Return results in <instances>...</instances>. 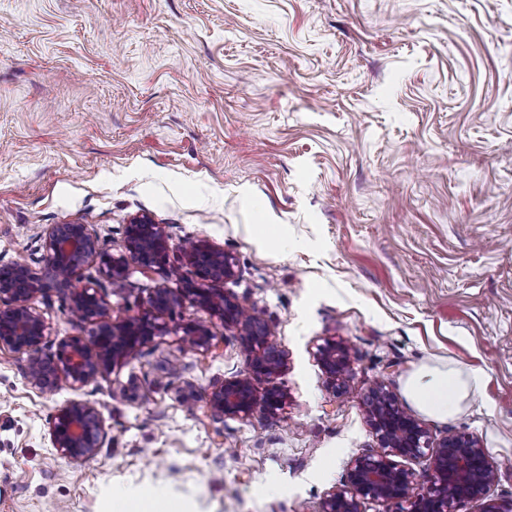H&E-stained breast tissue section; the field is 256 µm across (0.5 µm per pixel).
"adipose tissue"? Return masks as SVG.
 Masks as SVG:
<instances>
[{
    "label": "adipose tissue",
    "instance_id": "ef3b65f1",
    "mask_svg": "<svg viewBox=\"0 0 512 512\" xmlns=\"http://www.w3.org/2000/svg\"><path fill=\"white\" fill-rule=\"evenodd\" d=\"M481 385L477 372L463 373L452 368H423L407 382L413 402L425 413L440 419L454 416L463 400Z\"/></svg>",
    "mask_w": 512,
    "mask_h": 512
}]
</instances>
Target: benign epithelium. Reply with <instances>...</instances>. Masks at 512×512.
Listing matches in <instances>:
<instances>
[{
    "label": "benign epithelium",
    "mask_w": 512,
    "mask_h": 512,
    "mask_svg": "<svg viewBox=\"0 0 512 512\" xmlns=\"http://www.w3.org/2000/svg\"><path fill=\"white\" fill-rule=\"evenodd\" d=\"M41 238L40 269L24 264L0 268V349L27 357L26 378L35 389L52 394L65 384L77 390L112 373L167 333L159 316L188 301L217 318L224 329L235 331L246 362L245 374L214 386L208 394L212 415L249 417L258 409L276 415L288 404L287 393L273 384L286 366V356L271 339L267 324L248 317L238 301L213 287L234 275V260L224 250L203 240L187 242L184 252L196 280L184 281L172 270L180 287L155 289L147 312L114 322L106 300L85 280V270L96 262L112 286L121 288L129 263L144 272L163 265L168 241L162 227L146 215L134 218L125 228V253L118 256L101 250L88 224L51 225ZM52 290L64 295L90 327V340L74 337L45 353L47 325L31 301ZM215 339L211 326L194 323L183 328L180 341L184 350H208ZM317 357L332 392L347 394L351 358L346 343L326 338L318 345ZM260 381L267 383L261 392L256 387ZM365 405L383 452L355 458L345 488L328 493L319 512H361L364 500L404 503L402 512H456L465 501L481 503V512H512V499L490 498L497 468L477 439L449 432L432 442L418 420L383 388L367 397ZM50 439L62 457L92 461L105 440L103 418L94 405L73 400L56 414ZM394 456L427 459L426 480L417 481L415 472L398 466Z\"/></svg>",
    "instance_id": "obj_1"
}]
</instances>
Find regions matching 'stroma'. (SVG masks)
<instances>
[{
  "instance_id": "1",
  "label": "stroma",
  "mask_w": 512,
  "mask_h": 512,
  "mask_svg": "<svg viewBox=\"0 0 512 512\" xmlns=\"http://www.w3.org/2000/svg\"><path fill=\"white\" fill-rule=\"evenodd\" d=\"M140 215L163 227L165 265L119 290L86 270L113 320L143 313L169 267L193 277L182 246L207 240L235 261L225 293L286 354L288 404L211 417L207 393L246 364L188 302L78 391L41 394L1 350L0 512H111L147 489L164 512H319L380 451L363 406L380 386L431 440L477 438L492 498H512V0H0V266L40 268L51 224L120 253ZM259 224L282 234L259 241ZM32 305L46 350L87 337L61 295ZM196 321L210 350L180 346ZM326 337L350 348L349 396L327 386ZM440 364L484 375L445 420L405 390ZM130 382L136 399L115 396ZM77 398L104 421L89 463L50 440Z\"/></svg>"
}]
</instances>
